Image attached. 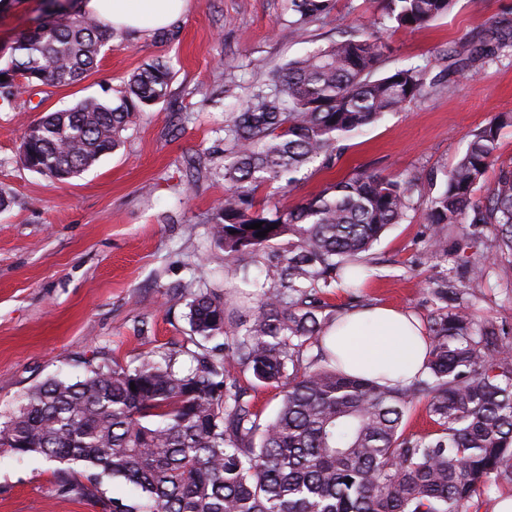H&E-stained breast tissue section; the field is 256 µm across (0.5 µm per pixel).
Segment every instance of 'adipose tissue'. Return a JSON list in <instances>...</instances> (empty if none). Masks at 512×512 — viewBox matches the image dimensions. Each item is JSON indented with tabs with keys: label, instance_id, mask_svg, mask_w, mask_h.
<instances>
[{
	"label": "adipose tissue",
	"instance_id": "adipose-tissue-1",
	"mask_svg": "<svg viewBox=\"0 0 512 512\" xmlns=\"http://www.w3.org/2000/svg\"><path fill=\"white\" fill-rule=\"evenodd\" d=\"M189 0H76L77 11L107 29H164L178 22ZM344 371L392 385H406L421 371L430 343L411 313L373 306L344 314L323 338Z\"/></svg>",
	"mask_w": 512,
	"mask_h": 512
}]
</instances>
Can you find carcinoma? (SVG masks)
I'll use <instances>...</instances> for the list:
<instances>
[{"label":"carcinoma","instance_id":"cac0c4a2","mask_svg":"<svg viewBox=\"0 0 512 512\" xmlns=\"http://www.w3.org/2000/svg\"><path fill=\"white\" fill-rule=\"evenodd\" d=\"M70 2L46 8L12 44L0 66V100L16 97L21 79L71 86L95 68L116 33L91 16L70 17ZM456 2L388 0L385 19L413 29ZM289 4L305 24L329 13L332 0ZM493 27L497 44L477 32L454 51L460 74H474L512 40L511 21ZM383 48L347 34L288 61L225 114L229 188L204 223L227 259L243 261L238 271L253 288L248 318L224 294L198 289L186 303L195 346L184 350L189 371L175 367L176 351L159 360L146 354L133 367L99 357L76 381L49 378L0 421V451L57 464L68 492L122 483L112 512H468L465 504L490 483L512 484V345L458 302L462 289L483 282V264L467 260L460 279L433 289L440 307L426 325L430 352L411 385L349 375L319 347L332 318L317 295L360 287L364 254L404 221L422 177L361 171L289 211L255 207L261 184L290 185L316 163L329 166L341 141L387 113L456 90L453 81L426 82L414 65L381 72ZM172 79L165 62H146L111 100L88 96L44 114L23 134L20 164L58 182L80 176L121 146L122 133L168 95ZM509 125L512 114L471 134L428 197L434 253H448L455 234H484L512 269V167H499L494 185L475 196ZM259 222L273 230L257 236L249 225ZM274 245L276 256L265 257ZM244 377L280 389L274 418L247 399ZM422 400L432 430L408 433L407 413Z\"/></svg>","mask_w":512,"mask_h":512}]
</instances>
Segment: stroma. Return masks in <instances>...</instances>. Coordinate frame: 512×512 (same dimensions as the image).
<instances>
[{
  "instance_id": "obj_1",
  "label": "stroma",
  "mask_w": 512,
  "mask_h": 512,
  "mask_svg": "<svg viewBox=\"0 0 512 512\" xmlns=\"http://www.w3.org/2000/svg\"><path fill=\"white\" fill-rule=\"evenodd\" d=\"M0 11V56L41 16L42 0H13ZM387 0H334L320 21L296 29L288 0H189L166 36L108 40L97 67L66 87L24 86L0 101V414H9L28 388L55 375L75 378L105 354L129 363L186 343V303L203 286L231 293L241 286L235 262L208 235L203 216L223 200L224 114L237 86L239 100L287 62L347 32L379 36L385 66L413 64L428 81L448 80V53L471 33L512 18V0H458L448 16L415 29L383 27ZM167 61L174 77L166 98L124 132V143L80 177L52 181L22 167L16 155L25 128L44 113L83 97H111L143 63ZM235 69H226V60ZM458 89L437 92L343 141L326 168L295 183H267L257 206L288 210L357 171L399 179L451 168L470 135L512 114V52L502 51ZM425 205L415 201L368 253L365 283L356 293L325 295L335 316L388 305L427 319L433 281L478 258L488 274L466 296L477 318L496 321L512 341V270L487 253L483 239L450 240L448 256L427 245ZM112 483L90 495L65 493L51 464L39 457H0V512H112Z\"/></svg>"
}]
</instances>
